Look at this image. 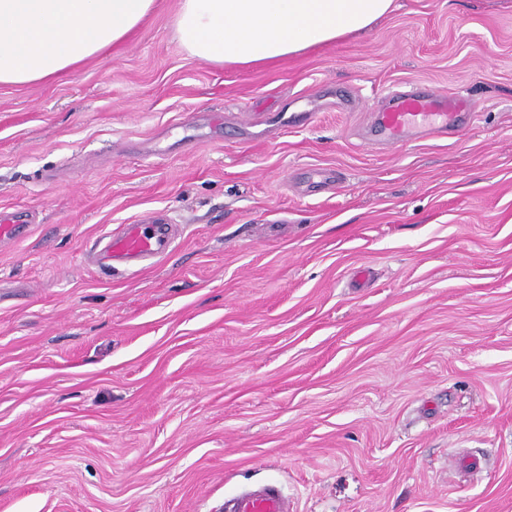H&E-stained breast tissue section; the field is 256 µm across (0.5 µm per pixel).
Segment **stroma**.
Returning <instances> with one entry per match:
<instances>
[{"mask_svg":"<svg viewBox=\"0 0 512 512\" xmlns=\"http://www.w3.org/2000/svg\"><path fill=\"white\" fill-rule=\"evenodd\" d=\"M178 9L0 85V210L32 224L0 245V512H224L270 481L296 512H512V0H394L244 68L192 57ZM424 85L479 120L356 137ZM158 210L171 255L102 271Z\"/></svg>","mask_w":512,"mask_h":512,"instance_id":"35a3bbf8","label":"stroma"}]
</instances>
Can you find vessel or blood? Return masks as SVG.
I'll list each match as a JSON object with an SVG mask.
<instances>
[{
  "instance_id": "vessel-or-blood-1",
  "label": "vessel or blood",
  "mask_w": 512,
  "mask_h": 512,
  "mask_svg": "<svg viewBox=\"0 0 512 512\" xmlns=\"http://www.w3.org/2000/svg\"><path fill=\"white\" fill-rule=\"evenodd\" d=\"M478 107L468 97L425 91L415 87L389 94L370 114L367 134L375 145H395L425 137L451 138L474 124ZM30 226L21 212L0 214V241L28 235ZM175 236L168 219L151 213L119 231L107 233L104 253L108 261L136 265L166 257ZM230 512H294L282 487L274 482L261 485L231 500Z\"/></svg>"
}]
</instances>
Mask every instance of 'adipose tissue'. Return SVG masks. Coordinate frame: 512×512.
<instances>
[{
  "label": "adipose tissue",
  "instance_id": "ef3b65f1",
  "mask_svg": "<svg viewBox=\"0 0 512 512\" xmlns=\"http://www.w3.org/2000/svg\"><path fill=\"white\" fill-rule=\"evenodd\" d=\"M393 0H181L176 30L199 60L265 63L369 27ZM155 0H0V84L49 79L123 41Z\"/></svg>",
  "mask_w": 512,
  "mask_h": 512
}]
</instances>
